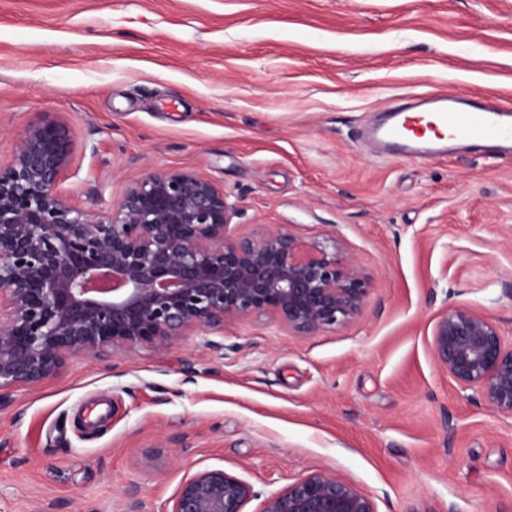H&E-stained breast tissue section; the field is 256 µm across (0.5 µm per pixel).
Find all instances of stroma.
Masks as SVG:
<instances>
[{"label":"stroma","instance_id":"obj_1","mask_svg":"<svg viewBox=\"0 0 512 512\" xmlns=\"http://www.w3.org/2000/svg\"><path fill=\"white\" fill-rule=\"evenodd\" d=\"M512 106V0H0V164L42 119L61 186L108 214L160 170L224 188L234 234L283 224L369 281L353 321L304 337L229 323L69 357L0 407V512H159L222 468L260 496L328 471L377 512H512V417L432 354L442 313L512 340V157L390 158L356 141L395 96Z\"/></svg>","mask_w":512,"mask_h":512}]
</instances>
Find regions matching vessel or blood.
<instances>
[{
    "instance_id": "b4317fda",
    "label": "vessel or blood",
    "mask_w": 512,
    "mask_h": 512,
    "mask_svg": "<svg viewBox=\"0 0 512 512\" xmlns=\"http://www.w3.org/2000/svg\"><path fill=\"white\" fill-rule=\"evenodd\" d=\"M364 133L384 153L405 157L441 155L452 143L512 152V109L487 94L419 93L403 98Z\"/></svg>"
}]
</instances>
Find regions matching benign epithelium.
<instances>
[{
    "label": "benign epithelium",
    "instance_id": "1",
    "mask_svg": "<svg viewBox=\"0 0 512 512\" xmlns=\"http://www.w3.org/2000/svg\"><path fill=\"white\" fill-rule=\"evenodd\" d=\"M72 143L43 121L0 167V392L55 376L67 357L142 346L166 350L192 333L224 353L228 322L267 318L306 337L353 320L369 283L343 251L283 225L230 231L236 205L192 170L151 172L103 216L59 189ZM436 362L461 388L512 415V344L487 316L457 308L436 322ZM254 485L221 468L178 487L170 512H245ZM261 512H376L374 500L326 471L268 494Z\"/></svg>",
    "mask_w": 512,
    "mask_h": 512
}]
</instances>
